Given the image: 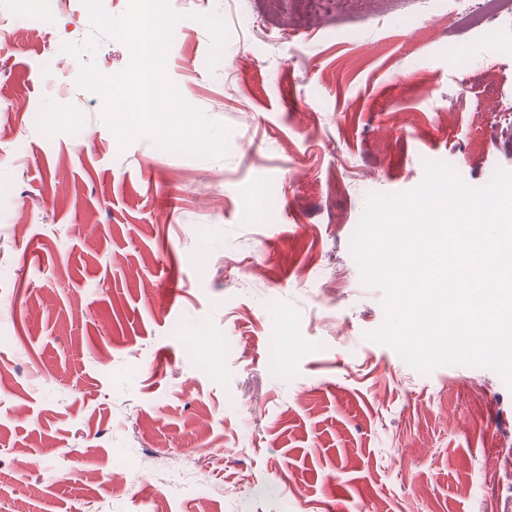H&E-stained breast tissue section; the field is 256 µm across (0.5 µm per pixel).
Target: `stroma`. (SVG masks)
I'll list each match as a JSON object with an SVG mask.
<instances>
[{
  "label": "stroma",
  "mask_w": 512,
  "mask_h": 512,
  "mask_svg": "<svg viewBox=\"0 0 512 512\" xmlns=\"http://www.w3.org/2000/svg\"><path fill=\"white\" fill-rule=\"evenodd\" d=\"M299 2L171 0L167 75L232 129L227 155L197 159L120 147L76 79L130 52H62L92 33L82 0H14L0 512H512V387L366 340L382 294L350 253L368 195L413 189L424 161L473 186L512 170V18L314 0L325 24L287 25ZM192 12L230 28L215 68Z\"/></svg>",
  "instance_id": "1"
}]
</instances>
